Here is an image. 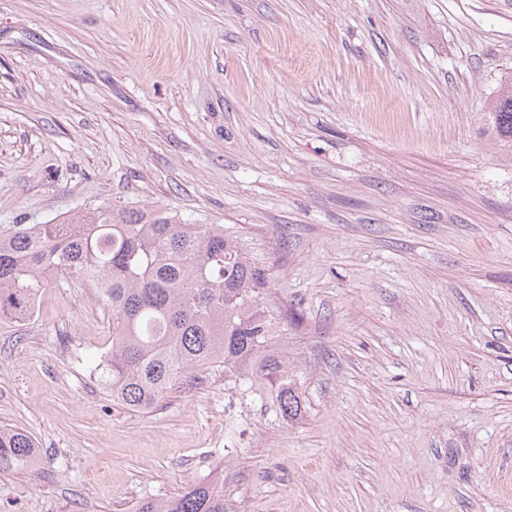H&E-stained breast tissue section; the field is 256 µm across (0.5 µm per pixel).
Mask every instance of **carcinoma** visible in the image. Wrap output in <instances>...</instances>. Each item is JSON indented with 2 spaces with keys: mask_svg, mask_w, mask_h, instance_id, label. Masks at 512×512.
I'll return each mask as SVG.
<instances>
[{
  "mask_svg": "<svg viewBox=\"0 0 512 512\" xmlns=\"http://www.w3.org/2000/svg\"><path fill=\"white\" fill-rule=\"evenodd\" d=\"M485 121L511 157L512 73L501 76ZM73 277L99 289L112 309V347L98 370L113 401L147 410L222 368L224 383L249 384L275 416L300 414L288 358L273 341L269 275L231 229L109 206L0 229V320H28L45 281ZM35 448L24 431L0 427V470L28 467ZM135 512H226L224 476L143 499Z\"/></svg>",
  "mask_w": 512,
  "mask_h": 512,
  "instance_id": "obj_1",
  "label": "carcinoma"
}]
</instances>
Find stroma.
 Returning a JSON list of instances; mask_svg holds the SVG:
<instances>
[{
	"instance_id": "35a3bbf8",
	"label": "stroma",
	"mask_w": 512,
	"mask_h": 512,
	"mask_svg": "<svg viewBox=\"0 0 512 512\" xmlns=\"http://www.w3.org/2000/svg\"><path fill=\"white\" fill-rule=\"evenodd\" d=\"M512 0H0V228L102 205L234 227L301 413L222 370L135 411L112 311L51 279L0 322V512H512V162L483 114ZM35 442L22 430L0 427V470H19L35 458ZM136 512H226L223 473L192 483L170 497L147 498L138 502Z\"/></svg>"
}]
</instances>
